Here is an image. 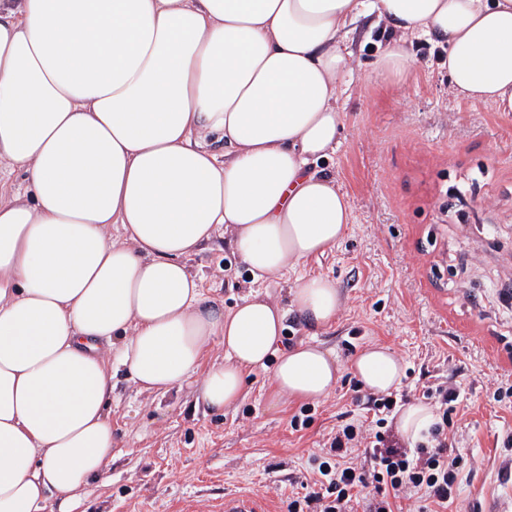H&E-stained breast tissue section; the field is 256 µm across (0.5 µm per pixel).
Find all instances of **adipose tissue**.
<instances>
[{
	"label": "adipose tissue",
	"instance_id": "adipose-tissue-1",
	"mask_svg": "<svg viewBox=\"0 0 512 512\" xmlns=\"http://www.w3.org/2000/svg\"><path fill=\"white\" fill-rule=\"evenodd\" d=\"M373 13L401 34L375 79L431 35L456 97L512 112V0H0V166L31 185L0 192V512H73L101 480L118 370L143 392L195 382L217 411L269 365L277 397L335 387L320 345L278 352L280 307L224 309L188 260L228 228L259 283L344 236L349 199L318 163ZM339 304L322 275L291 291L318 326ZM351 368L378 394L404 375L379 345Z\"/></svg>",
	"mask_w": 512,
	"mask_h": 512
}]
</instances>
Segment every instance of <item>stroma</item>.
I'll use <instances>...</instances> for the list:
<instances>
[{
	"label": "stroma",
	"mask_w": 512,
	"mask_h": 512,
	"mask_svg": "<svg viewBox=\"0 0 512 512\" xmlns=\"http://www.w3.org/2000/svg\"><path fill=\"white\" fill-rule=\"evenodd\" d=\"M388 41L383 23L362 18L352 34L353 78L340 106L344 129L322 167L347 193L353 222L323 256L288 278L254 285L223 235L190 261L210 296L227 307L251 291L286 306L293 283L333 279L341 295L331 323L313 328L288 314L283 337L322 345L342 375L312 404L275 398L272 369L247 377L245 396L222 412L195 401L192 387L167 395L112 378V431L119 451L84 512H221L228 494L249 493L271 512L288 500L322 454L328 433L361 409L350 365L366 346H389L404 366L400 391L441 379L463 401L448 429L462 456L452 512H504L512 475L503 441L512 403V112L457 100L436 40L408 50L403 76L370 78ZM311 406L313 421H290Z\"/></svg>",
	"instance_id": "1"
}]
</instances>
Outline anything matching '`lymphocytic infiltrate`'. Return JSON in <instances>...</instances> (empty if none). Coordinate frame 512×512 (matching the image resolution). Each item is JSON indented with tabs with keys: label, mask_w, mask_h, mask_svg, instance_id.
Here are the masks:
<instances>
[{
	"label": "lymphocytic infiltrate",
	"mask_w": 512,
	"mask_h": 512,
	"mask_svg": "<svg viewBox=\"0 0 512 512\" xmlns=\"http://www.w3.org/2000/svg\"><path fill=\"white\" fill-rule=\"evenodd\" d=\"M436 420L416 442H406L389 422L407 395L364 396L370 421L337 426L324 443L317 471L319 490L289 502L288 512H397L400 501L419 497L434 512H447L456 498L460 457L448 441L449 416L460 397L440 382L423 392Z\"/></svg>",
	"instance_id": "1"
}]
</instances>
